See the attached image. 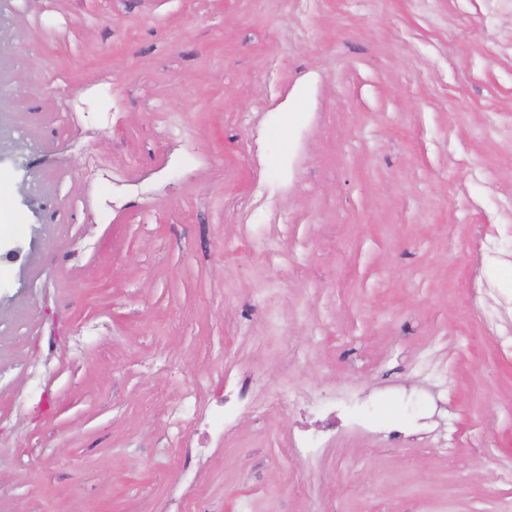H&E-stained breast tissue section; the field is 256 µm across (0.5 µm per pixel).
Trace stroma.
Segmentation results:
<instances>
[{
  "label": "stroma",
  "instance_id": "35a3bbf8",
  "mask_svg": "<svg viewBox=\"0 0 512 512\" xmlns=\"http://www.w3.org/2000/svg\"><path fill=\"white\" fill-rule=\"evenodd\" d=\"M508 33L483 0H0V407L34 392L0 419V512H163L187 465L184 512H512ZM233 367L371 429L290 455L325 422L301 406L185 459L160 401ZM437 399L435 436L382 437ZM84 166L87 173V194L82 199L83 205L96 204L100 202L102 197L101 192L103 190V184L108 181L112 182V178L105 174L104 163L97 157L89 154H83Z\"/></svg>",
  "mask_w": 512,
  "mask_h": 512
}]
</instances>
